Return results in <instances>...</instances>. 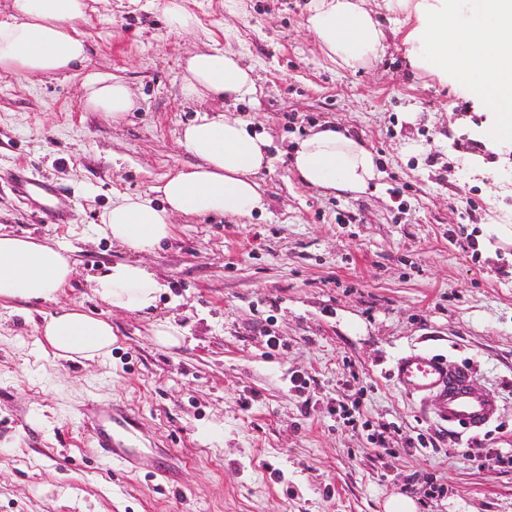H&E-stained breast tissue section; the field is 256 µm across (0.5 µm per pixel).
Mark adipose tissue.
<instances>
[{
	"instance_id": "adipose-tissue-1",
	"label": "adipose tissue",
	"mask_w": 512,
	"mask_h": 512,
	"mask_svg": "<svg viewBox=\"0 0 512 512\" xmlns=\"http://www.w3.org/2000/svg\"><path fill=\"white\" fill-rule=\"evenodd\" d=\"M16 18L0 21V68L28 75L63 72L81 61L86 44L76 23L84 0H12ZM411 37L424 61L440 75H469L470 89L493 111L489 139L512 142V0H422ZM305 27L326 58L352 68L375 56L385 34L355 0H313ZM186 96L243 100L255 92L250 68L230 51L209 49L189 56ZM91 109L118 117L134 107L128 87L113 78L85 85ZM181 145L197 165L165 177L135 196L120 195L102 216L99 234L136 253L154 250L172 236L175 215L251 216L265 207L258 171L267 162L270 139L247 121L217 114L187 125ZM309 186L364 193L379 191L383 177L374 152L336 127L323 125L296 138L288 156ZM74 274L67 248L28 235L0 233V302L56 300ZM162 283L139 261L108 266L92 291L112 308L138 313L154 308ZM41 347L59 360H101L113 343L109 322L75 306H61L43 318Z\"/></svg>"
}]
</instances>
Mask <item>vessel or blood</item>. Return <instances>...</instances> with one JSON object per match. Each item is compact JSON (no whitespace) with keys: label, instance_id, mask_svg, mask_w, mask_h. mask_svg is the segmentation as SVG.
I'll use <instances>...</instances> for the list:
<instances>
[{"label":"vessel or blood","instance_id":"b4317fda","mask_svg":"<svg viewBox=\"0 0 512 512\" xmlns=\"http://www.w3.org/2000/svg\"><path fill=\"white\" fill-rule=\"evenodd\" d=\"M8 177L19 196L38 204L44 220L53 224L70 221L68 209L50 184L34 179L27 168L20 165L10 169ZM392 378L406 394L433 400L438 422L450 431H479L499 415L497 397L477 386L469 369L449 364L445 357L415 351L402 354L393 365ZM132 426L131 419L121 414L102 417L96 427L97 447L109 461L129 470L152 469L168 474L163 458L144 454L141 449L132 447L129 438L120 435V428Z\"/></svg>","mask_w":512,"mask_h":512}]
</instances>
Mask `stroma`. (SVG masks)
<instances>
[{
  "label": "stroma",
  "instance_id": "35a3bbf8",
  "mask_svg": "<svg viewBox=\"0 0 512 512\" xmlns=\"http://www.w3.org/2000/svg\"><path fill=\"white\" fill-rule=\"evenodd\" d=\"M180 2L193 30L168 25L167 0H87L82 62L0 70V233L58 243L75 262L57 300L0 302V512H384L397 494L417 512H512V468L469 456L512 448V240L491 231L512 224V145L487 139L488 107L467 78L412 64L414 19L383 0L364 7L385 49L355 68L324 60L304 25L310 0ZM203 48L238 54L255 94L186 99L184 61ZM90 75L123 80L135 109H88ZM219 112L271 140L265 211L175 217L173 239L141 257L166 285L155 311L102 303L93 278L132 257L97 234L103 212L197 164L181 131ZM325 124L371 148L384 192L300 181L287 151ZM17 165L56 187L70 223L40 222L5 179ZM61 305L111 323V356L60 361L38 347ZM163 321L177 345L156 342ZM412 350L469 368L497 392L498 419L462 436L437 425L390 376ZM341 406L357 407L359 428ZM116 408L134 417L136 447L168 450L174 479L94 447L91 411ZM381 425L387 452L368 436ZM429 477L446 494L426 498Z\"/></svg>",
  "mask_w": 512,
  "mask_h": 512
}]
</instances>
